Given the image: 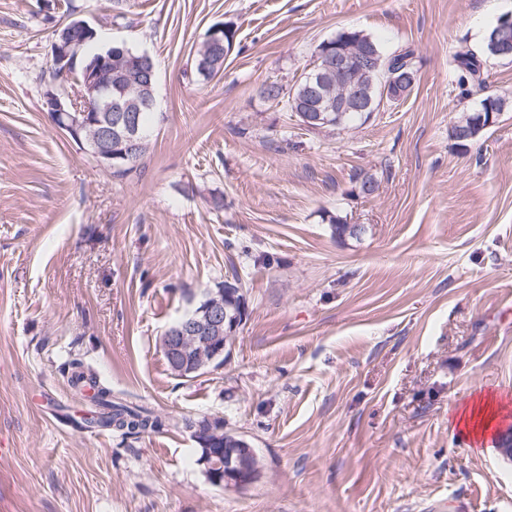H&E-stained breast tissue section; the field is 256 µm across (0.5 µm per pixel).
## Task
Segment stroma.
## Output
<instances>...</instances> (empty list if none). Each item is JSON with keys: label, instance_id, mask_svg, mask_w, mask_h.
I'll use <instances>...</instances> for the list:
<instances>
[{"label": "stroma", "instance_id": "35a3bbf8", "mask_svg": "<svg viewBox=\"0 0 512 512\" xmlns=\"http://www.w3.org/2000/svg\"><path fill=\"white\" fill-rule=\"evenodd\" d=\"M507 13L512 0H0V512H512V464L448 424L475 393L512 402V61L466 89L450 64ZM72 19L157 66L150 150L122 178L42 107ZM217 24L234 48L202 81L193 54ZM347 28L412 48L416 85L365 123L306 131L260 89L293 84ZM488 93L508 110L458 147L453 123ZM336 214L361 238L337 240ZM235 275L248 316L229 356L174 377L160 336ZM76 360L163 416L223 419L259 478L210 483L185 428H84Z\"/></svg>", "mask_w": 512, "mask_h": 512}]
</instances>
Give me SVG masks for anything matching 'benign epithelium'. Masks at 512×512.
<instances>
[{
    "label": "benign epithelium",
    "mask_w": 512,
    "mask_h": 512,
    "mask_svg": "<svg viewBox=\"0 0 512 512\" xmlns=\"http://www.w3.org/2000/svg\"><path fill=\"white\" fill-rule=\"evenodd\" d=\"M97 36L88 21L76 19L67 30H55L51 44L53 63L61 84L51 85L43 94L44 107L51 113L59 130L87 146L103 169L131 166L137 161L139 131L133 113L143 107H155L151 56L132 55L126 48L110 46L108 50L85 62L77 74V61L85 45ZM355 58H374L372 51L352 39L320 54L304 74L310 97L317 103L301 115L304 124H328L331 113L346 111L347 102L359 112L375 110L370 89L343 78L347 64ZM336 79L337 92L323 94L325 82ZM236 322L224 309V291L207 295L202 308L191 312L182 322L167 329L160 337V348L171 367L182 373L197 372L213 363L228 349L224 321ZM224 432V422L207 419L192 429V437L202 445ZM235 454L224 458V474L214 472L212 455L203 460L206 472L217 485L239 490L252 483L260 468L251 463L254 451L244 435L233 437Z\"/></svg>",
    "instance_id": "benign-epithelium-1"
}]
</instances>
